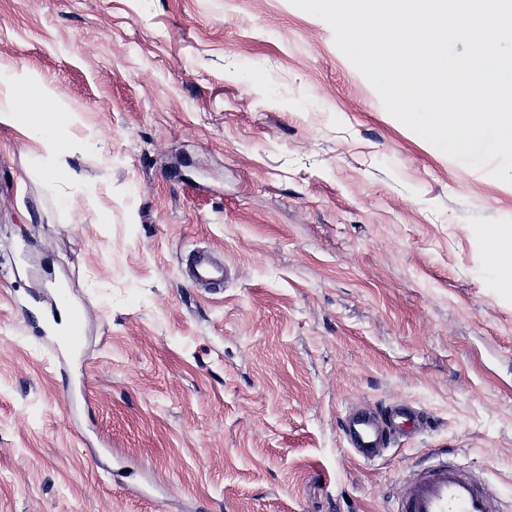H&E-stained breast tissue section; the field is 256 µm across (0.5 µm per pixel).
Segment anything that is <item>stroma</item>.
Returning <instances> with one entry per match:
<instances>
[{"mask_svg": "<svg viewBox=\"0 0 512 512\" xmlns=\"http://www.w3.org/2000/svg\"><path fill=\"white\" fill-rule=\"evenodd\" d=\"M0 66L75 113L82 175L48 187L0 124V512H393L441 452L512 512V287L477 234L512 184L390 115L327 22L0 0ZM58 280L76 353L38 331ZM392 405L416 429L361 462L347 410ZM193 275L202 282L218 283L223 279V271L214 265L206 251H198L193 258Z\"/></svg>", "mask_w": 512, "mask_h": 512, "instance_id": "35a3bbf8", "label": "stroma"}]
</instances>
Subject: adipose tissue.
Returning <instances> with one entry per match:
<instances>
[{
    "instance_id": "adipose-tissue-1",
    "label": "adipose tissue",
    "mask_w": 512,
    "mask_h": 512,
    "mask_svg": "<svg viewBox=\"0 0 512 512\" xmlns=\"http://www.w3.org/2000/svg\"><path fill=\"white\" fill-rule=\"evenodd\" d=\"M74 115L46 86L30 87L24 74L0 77V124L17 129L32 144L36 157L53 159L45 172L48 182H80V174L66 164L71 145L65 135Z\"/></svg>"
}]
</instances>
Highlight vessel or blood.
<instances>
[{
	"instance_id": "1",
	"label": "vessel or blood",
	"mask_w": 512,
	"mask_h": 512,
	"mask_svg": "<svg viewBox=\"0 0 512 512\" xmlns=\"http://www.w3.org/2000/svg\"><path fill=\"white\" fill-rule=\"evenodd\" d=\"M193 275L202 282L218 283L223 271L207 252H196ZM410 411L400 408L385 413L353 412L344 421L345 439L357 457L375 461L378 448L388 444L392 434L412 421ZM494 504L486 489L460 467L440 461L411 475L407 494L396 512H493Z\"/></svg>"
}]
</instances>
